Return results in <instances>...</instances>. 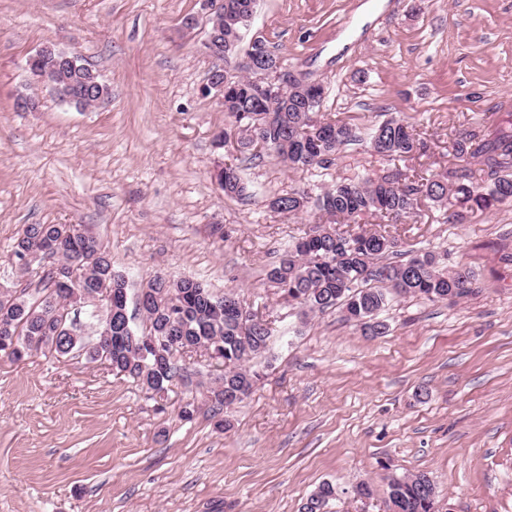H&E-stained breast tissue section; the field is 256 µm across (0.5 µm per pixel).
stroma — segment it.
Instances as JSON below:
<instances>
[{"instance_id":"1","label":"stroma","mask_w":512,"mask_h":512,"mask_svg":"<svg viewBox=\"0 0 512 512\" xmlns=\"http://www.w3.org/2000/svg\"><path fill=\"white\" fill-rule=\"evenodd\" d=\"M209 27L201 0H0V290L37 295L12 254L22 225L84 224L131 288L157 273L233 288L272 329L227 430L206 393L223 369L193 353L178 356L192 382L173 383L163 413L85 355L0 357V512H299L326 481L341 489L327 512H386L390 475L418 471L437 512H512V202L459 223L424 201L403 224H348L474 273L461 299H391L376 338L265 282L289 240L328 223L314 198L390 169L364 139L374 125L412 124L428 148L398 166L427 175L459 167L457 132H512V0H258L245 39L321 83L318 117L363 139L322 168L243 162L242 200L212 177L237 152L214 142L227 120L207 91ZM44 47L78 56L109 98L81 109L31 82ZM22 93L34 111H16ZM293 189L312 200L303 212L267 207ZM359 481L370 500L353 499Z\"/></svg>"}]
</instances>
